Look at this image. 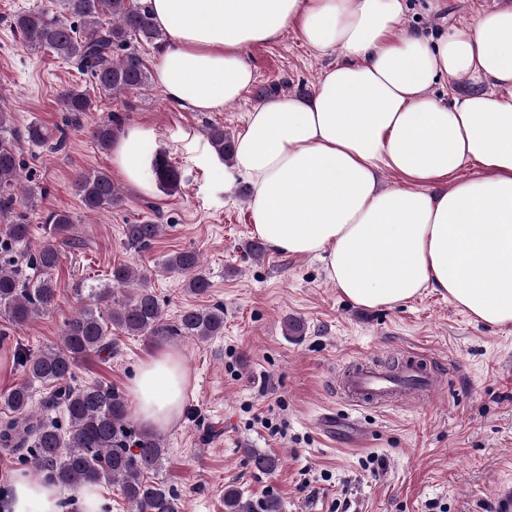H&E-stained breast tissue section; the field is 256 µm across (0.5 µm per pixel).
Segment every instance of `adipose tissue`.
Wrapping results in <instances>:
<instances>
[{"label": "adipose tissue", "mask_w": 512, "mask_h": 512, "mask_svg": "<svg viewBox=\"0 0 512 512\" xmlns=\"http://www.w3.org/2000/svg\"><path fill=\"white\" fill-rule=\"evenodd\" d=\"M166 40L156 84L177 104L218 112L250 88L242 51L289 28L313 52H340L311 98H273L248 112L228 177L250 185L256 236L270 252L317 256L326 278L365 308L433 290L472 319L512 325V5L438 38L401 28L405 0H145ZM488 84L443 97V79ZM133 126L112 162L144 193L146 140ZM475 167L471 177L462 167ZM405 185L386 189L382 171ZM448 188L429 192V185ZM188 373L176 351L143 361L134 413L161 432L179 417ZM0 512H69L50 481L16 472Z\"/></svg>", "instance_id": "1"}]
</instances>
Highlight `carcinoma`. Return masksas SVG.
I'll use <instances>...</instances> for the list:
<instances>
[{"label": "carcinoma", "instance_id": "carcinoma-1", "mask_svg": "<svg viewBox=\"0 0 512 512\" xmlns=\"http://www.w3.org/2000/svg\"><path fill=\"white\" fill-rule=\"evenodd\" d=\"M56 9L44 7L23 11L14 17V27L34 47L43 48L93 78L98 91L117 94L149 86L150 71L144 57L131 43L151 42L160 37L146 7L133 0H53ZM65 122L74 125L94 110L86 91L72 88L64 97ZM120 119L109 118L91 129L97 145L112 147ZM53 130L40 122L29 123L23 133L11 126L10 115L0 110V250L10 252L27 244L31 225L23 217L9 222L21 187V163L17 142L33 146L48 143ZM209 146L218 159L233 161L234 138L222 126L207 132ZM157 186L167 193L177 191L181 170L164 152H154L148 161ZM72 190L86 212L92 214L118 207L124 197L105 171L76 175ZM72 217L66 211H50L42 217L45 240L31 256L36 277L21 276L18 266L0 262V316L25 327L56 299L53 272L61 258L60 246L70 243ZM163 225L154 222L127 224L124 237L134 249L149 246ZM169 272L184 276L186 288L204 295L211 282L194 251H179L165 262ZM126 289L121 299L115 290ZM132 336H186L200 341L224 332V306L191 307L173 324L166 322L152 289L142 284L141 273L128 264L112 267L111 283L87 289L86 302L64 324L58 344L30 354L15 349L16 364L27 378L49 389L44 408L60 409L65 421L48 414L29 412L32 392L22 384L0 394V404L12 416L0 423V445L13 452H30L27 463L43 478L77 489L86 484H116L134 512H181L180 499L164 482L153 477L166 456L163 439L155 432H136L128 419L124 396L96 383L72 386L74 368L92 353L112 351V328ZM256 468L274 472L280 459L249 451ZM224 512H253L250 501L234 487L224 490Z\"/></svg>", "mask_w": 512, "mask_h": 512}]
</instances>
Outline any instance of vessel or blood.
<instances>
[{
    "instance_id": "b4317fda",
    "label": "vessel or blood",
    "mask_w": 512,
    "mask_h": 512,
    "mask_svg": "<svg viewBox=\"0 0 512 512\" xmlns=\"http://www.w3.org/2000/svg\"><path fill=\"white\" fill-rule=\"evenodd\" d=\"M338 398L352 407H396L413 400L428 402L437 395L431 362L409 355L390 369L368 357L351 360L336 378Z\"/></svg>"
}]
</instances>
